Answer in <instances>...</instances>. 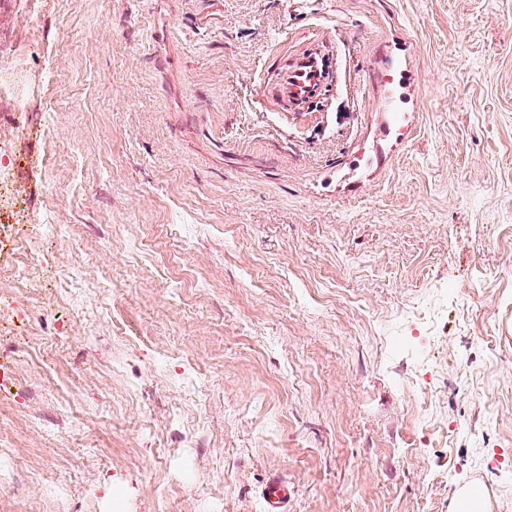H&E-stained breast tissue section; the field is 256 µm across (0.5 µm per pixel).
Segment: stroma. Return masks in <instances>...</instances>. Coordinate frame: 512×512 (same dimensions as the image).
Segmentation results:
<instances>
[{"instance_id": "35a3bbf8", "label": "stroma", "mask_w": 512, "mask_h": 512, "mask_svg": "<svg viewBox=\"0 0 512 512\" xmlns=\"http://www.w3.org/2000/svg\"><path fill=\"white\" fill-rule=\"evenodd\" d=\"M6 2L0 507L512 512V0H44L46 37ZM19 65V59L14 56L13 50L4 48L0 39V98L5 96L14 110L23 107L27 91L20 87L17 80ZM320 50L316 49L315 51H311L308 55H306L303 59H301L298 63L294 64L292 66V69L288 72V77L285 81L284 91L288 93V96L290 98H293L296 102H302L309 98L313 93L316 92L319 81L316 83L317 79L313 78H306L302 79L300 76L304 75L306 72L305 65H311V68H313L315 71L316 68V58L318 56V53ZM314 70H310L314 71ZM311 88V90H310ZM308 90H310L305 97L297 101L296 96H302L304 95ZM381 78L388 86L380 106L381 112H386L388 117V122L383 128V133L387 134L390 123L397 120L402 112H408L401 104L414 103V78L405 58L386 67ZM262 497L265 504L264 512H288L291 493L288 482L283 479L272 478L269 480Z\"/></svg>"}]
</instances>
